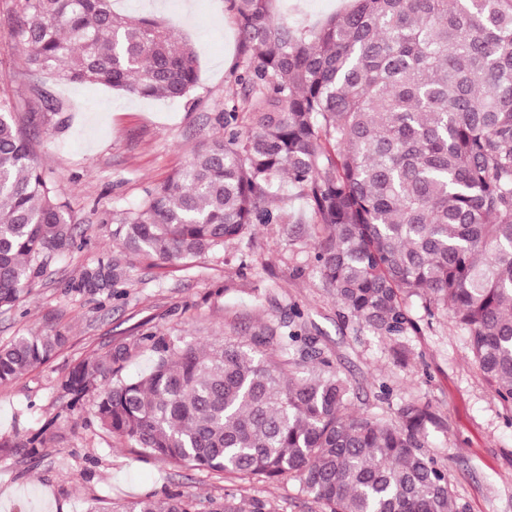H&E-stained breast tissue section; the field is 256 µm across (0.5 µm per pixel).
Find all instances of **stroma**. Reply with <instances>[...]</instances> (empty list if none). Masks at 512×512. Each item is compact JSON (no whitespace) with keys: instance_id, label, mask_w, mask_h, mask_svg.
Listing matches in <instances>:
<instances>
[{"instance_id":"stroma-1","label":"stroma","mask_w":512,"mask_h":512,"mask_svg":"<svg viewBox=\"0 0 512 512\" xmlns=\"http://www.w3.org/2000/svg\"><path fill=\"white\" fill-rule=\"evenodd\" d=\"M21 0H0V94L35 157L71 204L83 244L49 260L14 310L0 311V344L53 328L66 338L51 360L0 385V512H86L96 499H129L179 489L220 499L228 487L245 499L271 501L277 512H320L294 481H242L168 460L140 457L113 440L84 411L65 415L61 380L81 360L148 332L181 337L203 349L218 336H250L299 307L318 345L348 377L357 412L394 416L409 402L428 406L435 421L425 449L448 472L455 512H512V410L503 406L472 360L467 336L422 300L406 306L419 323L406 362L393 342L344 322L336 300L310 263L311 243L291 242L282 225L257 227L243 241L189 264L124 255L113 215L165 182L190 152L218 130L240 58L236 21L224 0H113L114 10L175 28L199 57L200 80L190 100H146L100 86H69L33 73L16 42ZM67 111L43 110L42 93ZM124 256L129 283L122 299L108 291L73 289L84 268ZM222 299H213L217 288ZM388 401H378L381 387ZM58 425L41 457L14 447L17 436Z\"/></svg>"}]
</instances>
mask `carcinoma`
I'll return each mask as SVG.
<instances>
[{
  "label": "carcinoma",
  "instance_id": "obj_1",
  "mask_svg": "<svg viewBox=\"0 0 512 512\" xmlns=\"http://www.w3.org/2000/svg\"><path fill=\"white\" fill-rule=\"evenodd\" d=\"M240 46L220 132L119 218L129 254L188 263L280 224L302 240L347 320L380 336L420 331L405 298L465 330L478 369L512 405V0H349L311 23L281 0H225ZM27 64L77 85L179 101L195 50L112 0H22ZM0 96V309L77 244L70 203L31 154ZM288 179L305 204L271 206ZM112 258L72 287L124 296ZM57 332L0 345V384L48 361ZM148 350V373L121 375ZM66 409L93 416L143 456L250 482L292 479L322 512H452L445 470L424 451L435 416L404 404L384 422L352 410L351 385L300 308L201 350L149 333L83 360L61 381ZM36 457L44 433L1 448ZM86 512H276L268 500H199L166 489Z\"/></svg>",
  "mask_w": 512,
  "mask_h": 512
}]
</instances>
